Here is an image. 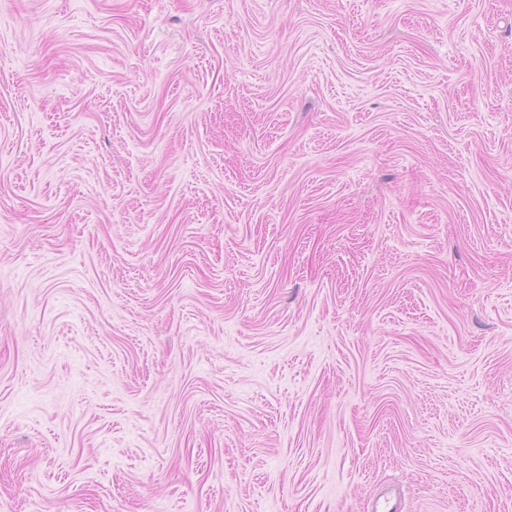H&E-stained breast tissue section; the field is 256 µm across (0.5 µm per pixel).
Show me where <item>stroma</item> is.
Instances as JSON below:
<instances>
[{
	"label": "stroma",
	"instance_id": "obj_1",
	"mask_svg": "<svg viewBox=\"0 0 512 512\" xmlns=\"http://www.w3.org/2000/svg\"><path fill=\"white\" fill-rule=\"evenodd\" d=\"M512 512V0H0V512Z\"/></svg>",
	"mask_w": 512,
	"mask_h": 512
}]
</instances>
